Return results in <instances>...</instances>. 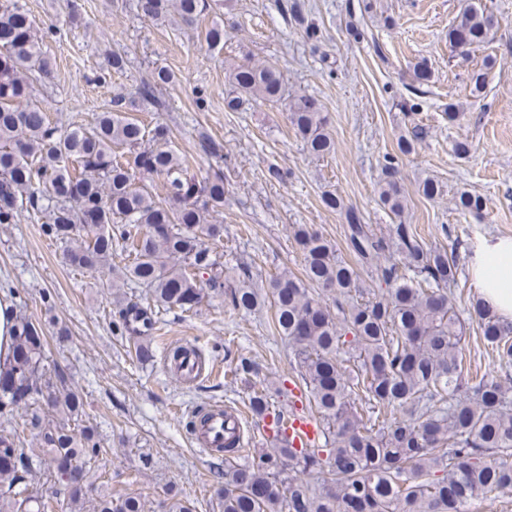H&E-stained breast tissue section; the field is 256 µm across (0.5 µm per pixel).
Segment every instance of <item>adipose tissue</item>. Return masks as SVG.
<instances>
[{"instance_id": "1", "label": "adipose tissue", "mask_w": 512, "mask_h": 512, "mask_svg": "<svg viewBox=\"0 0 512 512\" xmlns=\"http://www.w3.org/2000/svg\"><path fill=\"white\" fill-rule=\"evenodd\" d=\"M473 286L497 315L512 320V237L484 239L470 258Z\"/></svg>"}]
</instances>
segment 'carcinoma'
<instances>
[{
  "label": "carcinoma",
  "mask_w": 512,
  "mask_h": 512,
  "mask_svg": "<svg viewBox=\"0 0 512 512\" xmlns=\"http://www.w3.org/2000/svg\"><path fill=\"white\" fill-rule=\"evenodd\" d=\"M135 9L145 21L192 29L212 5L136 0ZM497 24L486 8L471 5L449 28V44L465 57ZM225 37L217 16L204 41L220 51ZM228 71L225 111L285 101L306 150L318 158L334 152L317 101L285 97L276 65L232 64ZM50 74L35 20L19 0H0V224L34 210L72 265L107 275L100 287L112 292L117 328L133 341L139 362L152 357L148 338L158 308L189 313L226 289L244 315L270 306L320 415L311 448H260L242 463L237 449H224L223 512H467L481 495L512 493V321L475 303L482 339L495 356L484 371H465L453 255L423 245L402 221L379 235L342 198L326 194L323 205L344 214L346 250L305 224L292 225L304 277L284 271L263 292L250 264L233 265L217 252L224 225L213 215L224 210V171L196 179L171 147L166 125L149 129L133 117L175 74L155 69L149 82L116 93L112 110L92 126L63 132L34 95V80ZM398 173L397 156H384L379 201L400 219L406 192ZM154 177L162 179V199L146 185ZM483 207L476 193H457L461 212ZM114 256L125 261L123 280L146 289V303L114 291ZM44 407L63 423L44 426ZM20 409L40 442L25 448L17 433L0 435V509L54 512L85 499L91 461L103 448L90 427H69L82 421L83 398L62 370L46 364L43 330L25 315L15 318L13 357L0 368V416ZM36 459L56 474L40 496L33 494ZM294 469L316 477L286 475ZM93 512H144V505L134 496L101 494Z\"/></svg>",
  "instance_id": "cac0c4a2"
}]
</instances>
